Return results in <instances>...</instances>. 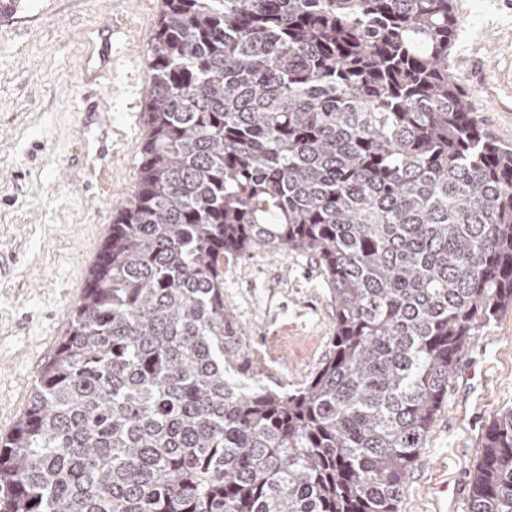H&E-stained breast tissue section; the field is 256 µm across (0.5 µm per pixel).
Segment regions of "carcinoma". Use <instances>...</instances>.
<instances>
[{
	"mask_svg": "<svg viewBox=\"0 0 512 512\" xmlns=\"http://www.w3.org/2000/svg\"><path fill=\"white\" fill-rule=\"evenodd\" d=\"M455 0H161L138 184L0 439V512H399L459 355L512 307V145ZM334 306L291 391L224 306L248 249ZM470 512H512V409Z\"/></svg>",
	"mask_w": 512,
	"mask_h": 512,
	"instance_id": "carcinoma-1",
	"label": "carcinoma"
}]
</instances>
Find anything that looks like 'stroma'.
<instances>
[{
  "mask_svg": "<svg viewBox=\"0 0 512 512\" xmlns=\"http://www.w3.org/2000/svg\"><path fill=\"white\" fill-rule=\"evenodd\" d=\"M457 83L512 143V0H456ZM160 0H22L0 20V437L64 336L114 208L138 181L147 55ZM224 303L277 385L304 382L333 334L310 258L250 250ZM512 408V309L458 358L400 512H469L476 451Z\"/></svg>",
  "mask_w": 512,
  "mask_h": 512,
  "instance_id": "obj_1",
  "label": "stroma"
}]
</instances>
